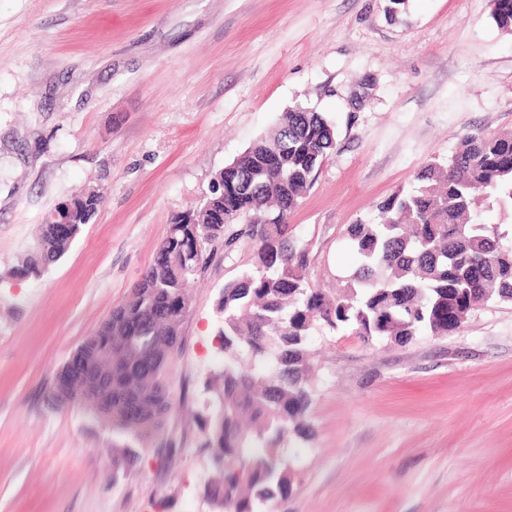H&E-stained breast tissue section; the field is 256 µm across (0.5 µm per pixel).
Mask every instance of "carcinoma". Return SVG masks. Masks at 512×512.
<instances>
[{"mask_svg":"<svg viewBox=\"0 0 512 512\" xmlns=\"http://www.w3.org/2000/svg\"><path fill=\"white\" fill-rule=\"evenodd\" d=\"M492 3L494 22L512 29V0ZM335 148L321 113L302 105L284 113L238 156L209 202L170 217L129 299L80 345L81 361L112 381V410L95 421L112 431L114 472L140 460L173 408L190 289L219 243L246 238L254 261L217 299L224 362L206 381L214 403L200 418L203 447L219 461L203 486L214 512H266L292 493L295 471L280 448L314 437L308 339L315 325L367 343H405L420 332H455L478 305L512 302V243L500 226L473 220L481 200L512 210V133L464 135L448 158L419 169L412 189L383 200L376 219L349 225L361 264L346 285L324 292L310 286L309 249L288 237V213ZM101 203L99 192L82 193L74 228L90 223ZM73 240L41 224L35 252L13 275H42ZM53 388L94 401L92 386L68 364Z\"/></svg>","mask_w":512,"mask_h":512,"instance_id":"1","label":"carcinoma"}]
</instances>
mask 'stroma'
I'll use <instances>...</instances> for the list:
<instances>
[{
    "label": "stroma",
    "instance_id": "35a3bbf8",
    "mask_svg": "<svg viewBox=\"0 0 512 512\" xmlns=\"http://www.w3.org/2000/svg\"><path fill=\"white\" fill-rule=\"evenodd\" d=\"M0 0V512H213L196 418L222 364L216 302L252 261L236 243L200 276L177 393L133 469L53 379L129 296L173 213L303 105L336 149L288 217L309 279L343 285L345 229L474 129L512 132V30L491 0ZM369 97L348 100L363 79ZM84 190L105 201L41 277L11 268ZM315 437L287 442L291 495L272 512H512V304L455 332L370 344L315 327ZM178 450L167 455V442Z\"/></svg>",
    "mask_w": 512,
    "mask_h": 512
}]
</instances>
